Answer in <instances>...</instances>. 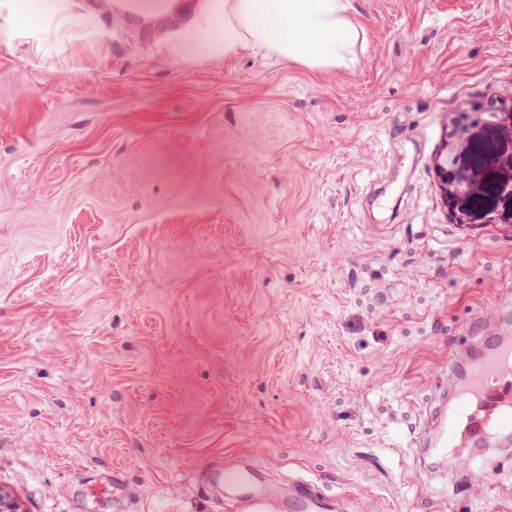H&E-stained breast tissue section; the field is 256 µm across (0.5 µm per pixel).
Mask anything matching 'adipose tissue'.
Wrapping results in <instances>:
<instances>
[{
	"mask_svg": "<svg viewBox=\"0 0 512 512\" xmlns=\"http://www.w3.org/2000/svg\"><path fill=\"white\" fill-rule=\"evenodd\" d=\"M365 31L351 0H195L175 58H222L249 45L313 71L353 65Z\"/></svg>",
	"mask_w": 512,
	"mask_h": 512,
	"instance_id": "adipose-tissue-1",
	"label": "adipose tissue"
}]
</instances>
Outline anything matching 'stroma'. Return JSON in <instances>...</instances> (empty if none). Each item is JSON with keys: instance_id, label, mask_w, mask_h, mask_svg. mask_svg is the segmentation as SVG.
<instances>
[{"instance_id": "stroma-1", "label": "stroma", "mask_w": 512, "mask_h": 512, "mask_svg": "<svg viewBox=\"0 0 512 512\" xmlns=\"http://www.w3.org/2000/svg\"><path fill=\"white\" fill-rule=\"evenodd\" d=\"M0 7V488L21 512H234L246 455L339 512H512L429 442L476 318L512 333V0H352L316 72L58 0ZM117 476L119 506L90 481Z\"/></svg>"}]
</instances>
